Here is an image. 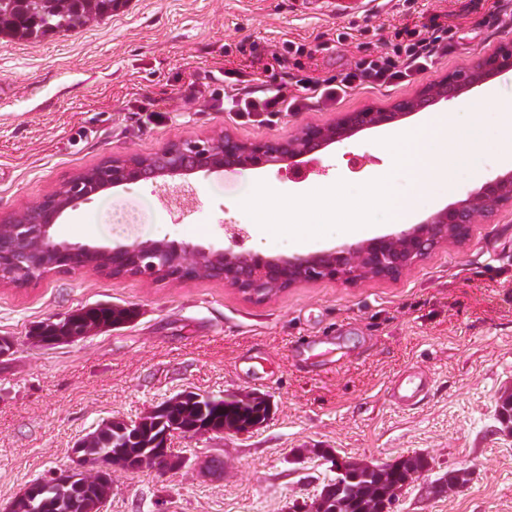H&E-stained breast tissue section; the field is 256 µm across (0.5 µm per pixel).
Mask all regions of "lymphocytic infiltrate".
<instances>
[{
    "label": "lymphocytic infiltrate",
    "mask_w": 512,
    "mask_h": 512,
    "mask_svg": "<svg viewBox=\"0 0 512 512\" xmlns=\"http://www.w3.org/2000/svg\"><path fill=\"white\" fill-rule=\"evenodd\" d=\"M448 38L411 32L408 43L394 44L391 51L366 56L336 77L322 80L313 76L298 79L299 94L287 95L265 90L241 91L229 99L231 111L258 115L264 112H303L341 102L358 89L410 81L427 71L448 53Z\"/></svg>",
    "instance_id": "lymphocytic-infiltrate-1"
}]
</instances>
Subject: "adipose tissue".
<instances>
[{"label":"adipose tissue","mask_w":512,"mask_h":512,"mask_svg":"<svg viewBox=\"0 0 512 512\" xmlns=\"http://www.w3.org/2000/svg\"><path fill=\"white\" fill-rule=\"evenodd\" d=\"M472 133L460 129L454 118L432 120L421 128L399 130L389 138V150L395 166L408 169L416 180L417 187H424L433 176L445 183H452L453 171L472 150ZM397 213L399 220H406L417 207L415 198H402L387 186L381 173L369 178L366 191L346 208L336 206V189L332 186L314 189L308 196L290 200L283 211L284 219L278 228L286 245L296 246L302 239L297 232L303 215L319 216L321 231L335 233L344 227L347 234L359 238L368 236L371 226L368 216L376 207Z\"/></svg>","instance_id":"ef3b65f1"}]
</instances>
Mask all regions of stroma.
Returning a JSON list of instances; mask_svg holds the SVG:
<instances>
[{
    "instance_id": "1",
    "label": "stroma",
    "mask_w": 512,
    "mask_h": 512,
    "mask_svg": "<svg viewBox=\"0 0 512 512\" xmlns=\"http://www.w3.org/2000/svg\"><path fill=\"white\" fill-rule=\"evenodd\" d=\"M390 0L348 18L300 0H129L75 32L0 39V219L60 189L79 172L120 155L227 132L244 142H284L305 124L326 126L368 108L391 110L442 76L465 71L512 44V19L483 24L493 0ZM453 26L447 55L407 84L358 90L328 109L247 117L214 106L235 80L295 93L302 76L328 78L377 54L405 30ZM288 53L290 66L272 56ZM512 97V71L416 114L358 132L319 152L303 179L289 170L226 167L190 179L195 196L169 212L160 183L111 188L67 209L54 238L90 247L148 239L252 250L260 226L241 199L253 182L279 191L270 209L326 183L337 205L359 197L373 170L400 196L419 195L412 223L512 170L492 163L502 136L486 100ZM158 118H151V111ZM457 113L477 145L453 184L423 193L385 148L393 128ZM132 212L137 223H119ZM238 238H231V231ZM133 306L122 328L54 348L34 346L31 327L98 302ZM0 512L31 480L65 466L75 442L106 419L131 421L183 391L262 394L268 419L245 434L177 436L183 466L170 474L119 471L104 512H289L334 475L322 458L388 463L420 453L430 462L394 512H512V432L497 419L512 394V208L472 225L395 279L358 285L299 282L256 302L224 280L109 277L87 266L24 287L0 284ZM431 379L416 405L397 406L404 371ZM217 458L223 473L208 474ZM452 469L465 484L441 496L431 482Z\"/></svg>"
}]
</instances>
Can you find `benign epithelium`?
<instances>
[{"label":"benign epithelium","instance_id":"1","mask_svg":"<svg viewBox=\"0 0 512 512\" xmlns=\"http://www.w3.org/2000/svg\"><path fill=\"white\" fill-rule=\"evenodd\" d=\"M512 69V46H501L479 60L478 66L463 72H451L422 93L423 100H406L397 111L356 112L328 126L308 124L288 139L279 151L270 149L269 142H241L228 133L214 134L204 140L172 142L154 156L163 167L145 168L143 157L130 155L113 157L100 167L91 168L81 176L99 180V189L106 190L141 180L163 181L172 209L183 210V199L192 192L185 177L214 168L224 167L228 159L241 169L273 167L316 153L341 142L357 132L393 124L417 109L436 100H451L461 93L482 84L487 78ZM90 195L80 192V185L69 181L61 189L30 203L17 215L0 220V283L9 282V271L15 264L14 244L19 239L31 243L34 258L51 257L62 268L71 270L86 265L87 255L96 251L112 257V269L105 270L114 277L127 276L147 262L149 273L162 280L184 281L220 273V279L253 296L249 288H240L242 272H247L254 287L280 291L303 280V271L315 279H336L356 284L369 278L394 279L413 264L453 241L463 242L471 225L478 224L495 209L512 205V170L497 175L464 198L432 214L425 221L398 233L388 234L327 252L292 257H266L260 253H241L231 246L206 249L190 243L149 240L115 248L93 249L60 243L50 230L59 217L76 202ZM86 443L75 445L69 467L52 472L46 480L24 487L9 503L6 512H37V502L48 493L60 495L73 512L79 501L66 487L84 490L94 483L101 498H106L112 485V474L123 470L115 456L101 454L97 460L83 454ZM146 456L159 462L155 470L166 473L177 469L181 461L167 455L166 448H146Z\"/></svg>","mask_w":512,"mask_h":512}]
</instances>
